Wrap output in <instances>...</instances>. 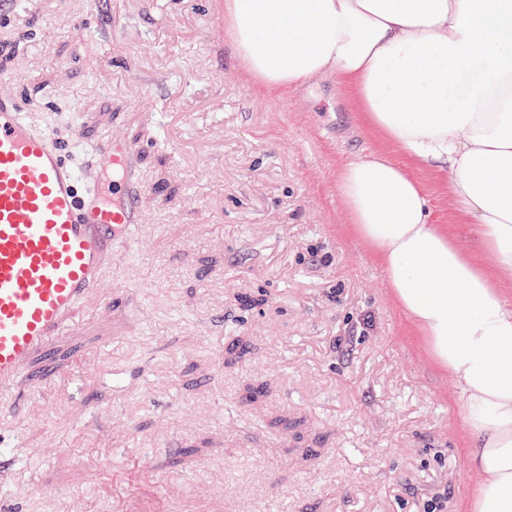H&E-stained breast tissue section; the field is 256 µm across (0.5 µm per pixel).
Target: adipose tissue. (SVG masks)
Segmentation results:
<instances>
[{
	"mask_svg": "<svg viewBox=\"0 0 512 512\" xmlns=\"http://www.w3.org/2000/svg\"><path fill=\"white\" fill-rule=\"evenodd\" d=\"M224 41L261 90L325 77L400 153L343 164V221L454 380L470 512H512V0H224ZM445 173L434 223L421 171ZM453 224L479 227L481 255Z\"/></svg>",
	"mask_w": 512,
	"mask_h": 512,
	"instance_id": "ef3b65f1",
	"label": "adipose tissue"
}]
</instances>
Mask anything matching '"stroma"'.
<instances>
[{
	"instance_id": "stroma-1",
	"label": "stroma",
	"mask_w": 512,
	"mask_h": 512,
	"mask_svg": "<svg viewBox=\"0 0 512 512\" xmlns=\"http://www.w3.org/2000/svg\"><path fill=\"white\" fill-rule=\"evenodd\" d=\"M40 0L0 20V70L32 131L53 130L85 184L113 131L140 143L144 222L105 285L134 288L74 382L47 380L7 450L1 499L22 512H114L179 487L223 512H467L474 491L456 387L342 222L336 168L389 152L326 78L258 90L213 0ZM78 106L79 116L69 109ZM440 223L445 174L424 172ZM479 246L473 224H449ZM187 456L167 458L162 436Z\"/></svg>"
}]
</instances>
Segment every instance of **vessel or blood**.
<instances>
[{
    "label": "vessel or blood",
    "mask_w": 512,
    "mask_h": 512,
    "mask_svg": "<svg viewBox=\"0 0 512 512\" xmlns=\"http://www.w3.org/2000/svg\"><path fill=\"white\" fill-rule=\"evenodd\" d=\"M102 181L84 189L52 132L32 133L0 92V394L33 386L36 356L55 354L86 319L116 240L143 222L140 146L105 135Z\"/></svg>",
    "instance_id": "b4317fda"
}]
</instances>
